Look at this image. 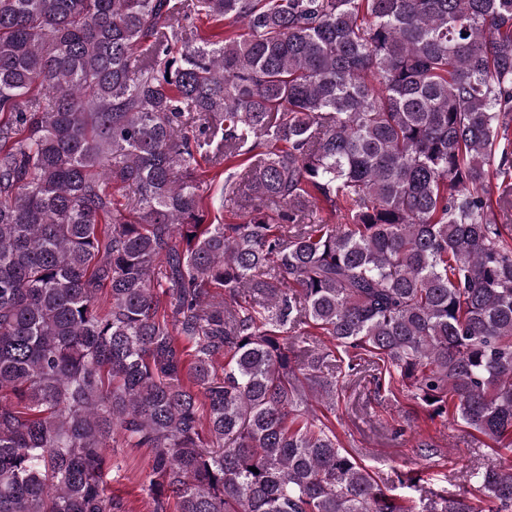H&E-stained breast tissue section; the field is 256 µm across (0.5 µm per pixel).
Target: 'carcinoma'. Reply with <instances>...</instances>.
<instances>
[{
    "instance_id": "obj_1",
    "label": "carcinoma",
    "mask_w": 512,
    "mask_h": 512,
    "mask_svg": "<svg viewBox=\"0 0 512 512\" xmlns=\"http://www.w3.org/2000/svg\"><path fill=\"white\" fill-rule=\"evenodd\" d=\"M511 133L512 0H0V512H126L117 433L154 512H512V459L416 498L310 411L364 355L512 438ZM201 189L209 221L214 224L242 221L241 211L224 201V175L221 178L202 183ZM106 453L112 456V468L105 472L112 496L122 499L126 512H153V501L147 490L151 450L132 448L117 437Z\"/></svg>"
}]
</instances>
